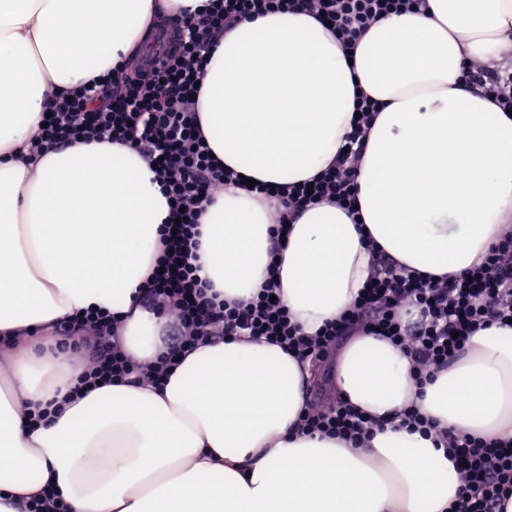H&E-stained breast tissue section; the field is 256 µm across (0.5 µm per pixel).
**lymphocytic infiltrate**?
I'll use <instances>...</instances> for the list:
<instances>
[{
    "mask_svg": "<svg viewBox=\"0 0 512 512\" xmlns=\"http://www.w3.org/2000/svg\"><path fill=\"white\" fill-rule=\"evenodd\" d=\"M421 4L422 0H209L199 18L173 23L174 47L162 51L158 65L145 70L130 61L122 70L55 96L47 127L31 142L33 152L82 139L131 146L152 163L170 209L157 268L142 296L145 308L170 319L163 351L152 362L136 363L116 339L114 315L86 310L56 327L60 349L83 361L80 384H109L134 373L159 383L198 343L237 336L279 345L301 363H319L341 336L376 331L403 348L421 386L464 355L476 332L496 324L512 325V232L508 230L481 264L460 276L424 275L378 253L361 295L338 319L312 334L302 331L278 299V265L269 266L262 288L247 301L221 299L198 276L204 208L214 203L224 185L239 182L236 173L212 158L201 132L197 103L209 53L241 20L256 15L304 11L331 21L348 45L373 21ZM465 78L501 110L512 111L511 70L472 63L465 68ZM376 110L367 96L357 97V117L344 150L311 184L254 185V192L274 207V249L282 247L287 222L309 206L327 202L358 214L360 159ZM375 424V419L345 401H313L297 429L305 435L363 443ZM399 425L434 436L456 462L461 488L450 512H499L512 494L511 440L442 429L413 404L401 413Z\"/></svg>",
    "mask_w": 512,
    "mask_h": 512,
    "instance_id": "obj_1",
    "label": "lymphocytic infiltrate"
}]
</instances>
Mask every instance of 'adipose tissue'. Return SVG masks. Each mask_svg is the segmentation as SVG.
<instances>
[{"label": "adipose tissue", "mask_w": 512, "mask_h": 512, "mask_svg": "<svg viewBox=\"0 0 512 512\" xmlns=\"http://www.w3.org/2000/svg\"><path fill=\"white\" fill-rule=\"evenodd\" d=\"M206 0H0V512L54 486L70 512H444L459 491L444 448L390 420L409 404L440 426L512 439V326L476 332L464 357L416 388L389 340L357 333L332 363L336 398L383 420L371 441L296 434L311 365L280 346L199 345L161 387L76 390L53 331L90 307L122 315L135 361L162 349L138 296L168 200L126 145L28 151L55 93L142 52L155 18ZM512 62V0H426L371 24L352 55L305 12L240 22L212 53L199 97L212 154L242 178L303 183L336 159L355 95L378 110L358 177V218L309 207L269 255L268 201L229 185L201 219L199 275L227 300L262 287L270 260L305 333L362 292L375 250L459 275L512 222V116L467 86L470 62ZM47 418L36 429L28 413Z\"/></svg>", "instance_id": "adipose-tissue-1"}]
</instances>
